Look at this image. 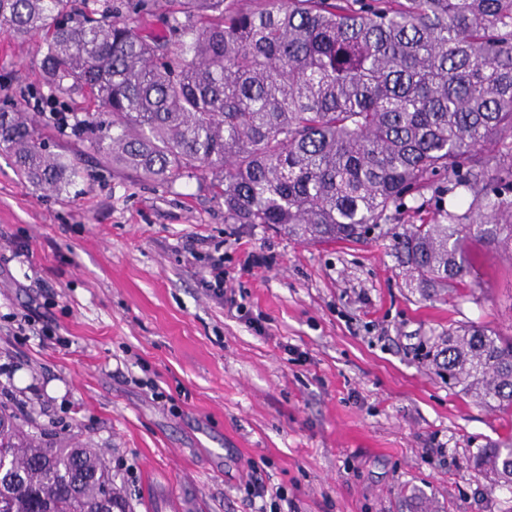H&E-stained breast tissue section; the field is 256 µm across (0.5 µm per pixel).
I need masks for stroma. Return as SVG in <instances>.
Instances as JSON below:
<instances>
[{"label":"stroma","mask_w":512,"mask_h":512,"mask_svg":"<svg viewBox=\"0 0 512 512\" xmlns=\"http://www.w3.org/2000/svg\"><path fill=\"white\" fill-rule=\"evenodd\" d=\"M42 56L40 37L0 33V108L35 115L82 176L43 189L0 144V406L25 430L99 449L127 512H248L252 460L293 512H512V491L474 463L512 436V414L427 356L458 325L512 336L511 262L477 245L479 286L424 299L390 237L301 243L225 218L205 181L113 173L74 135L79 97L43 85ZM193 234L223 254L264 333L202 288Z\"/></svg>","instance_id":"stroma-1"}]
</instances>
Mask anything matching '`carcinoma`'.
<instances>
[{
    "instance_id": "carcinoma-1",
    "label": "carcinoma",
    "mask_w": 512,
    "mask_h": 512,
    "mask_svg": "<svg viewBox=\"0 0 512 512\" xmlns=\"http://www.w3.org/2000/svg\"><path fill=\"white\" fill-rule=\"evenodd\" d=\"M0 31L43 36V83L97 107L75 130L115 173L203 179L234 223L302 242L405 215L392 251L424 298L470 273L472 240L512 261V0H0ZM0 143L39 187L80 177L23 112H0ZM432 362L512 411V337L450 328ZM475 461L512 490V438ZM0 512L125 502L97 449L0 410Z\"/></svg>"
}]
</instances>
